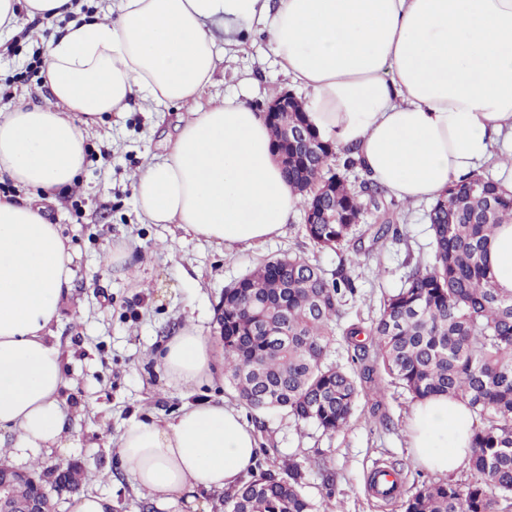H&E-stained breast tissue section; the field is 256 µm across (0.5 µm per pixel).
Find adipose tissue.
I'll list each match as a JSON object with an SVG mask.
<instances>
[{
	"label": "adipose tissue",
	"mask_w": 512,
	"mask_h": 512,
	"mask_svg": "<svg viewBox=\"0 0 512 512\" xmlns=\"http://www.w3.org/2000/svg\"><path fill=\"white\" fill-rule=\"evenodd\" d=\"M267 15L286 77L307 90L317 133L353 148L370 180L397 199H436L512 139V0H108L89 21L75 0H0V28L21 17L66 19L44 65L45 104L0 112V177L41 192L73 184L85 135L134 100L191 107L169 153L140 168L132 187L153 224H173L233 249L282 234L301 197L274 156L261 113L228 99L201 108L224 44ZM58 225L35 202L0 199V430L15 452L64 447L61 352L51 326L74 279ZM494 287L512 293V222L488 247ZM165 376L192 392L210 370L209 342L185 324L157 353ZM473 414L445 395L416 403V461L450 473L471 454ZM256 438L240 412L184 405L130 425L123 466L158 508L198 512L204 492L231 490L255 469Z\"/></svg>",
	"instance_id": "ef3b65f1"
}]
</instances>
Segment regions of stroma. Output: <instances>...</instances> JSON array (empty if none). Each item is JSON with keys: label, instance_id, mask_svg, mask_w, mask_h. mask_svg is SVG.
Here are the masks:
<instances>
[{"label": "stroma", "instance_id": "35a3bbf8", "mask_svg": "<svg viewBox=\"0 0 512 512\" xmlns=\"http://www.w3.org/2000/svg\"><path fill=\"white\" fill-rule=\"evenodd\" d=\"M27 26L29 35L10 48L0 47V109L5 111L20 103H42L49 94L42 73L30 71L28 64L64 24L34 19ZM263 27V21H253L241 49L219 62L204 101L217 104L230 97L258 110L272 92L292 91ZM183 114L175 105L137 100L124 112L103 115L88 132L85 162L74 186L54 190L44 199L47 221L59 225L75 254L73 287L52 326L65 362L63 398L70 444L41 449L30 461L10 454L14 436L4 432L0 446L7 449V463L44 475L75 465L83 470L82 492L110 496L113 512H158L123 467L117 453L120 436L132 423L170 415L190 400L221 402L239 410L253 426L264 466L279 467L288 460L300 465L303 491L320 512H401L369 491L368 476L374 467L395 465L406 496L422 483L440 478L413 457L410 395L377 377L364 386L349 427L333 435L284 411H252L225 378L216 317L226 286L264 259L303 253L327 276L346 266L357 281L355 297L341 308L337 331L357 321L371 323L384 299L403 286L411 268L432 259L425 220L429 202L409 205L383 195L379 207L366 208L353 244L341 250L314 249L300 212L280 236L232 250L184 234L172 224L148 223L130 177L168 153ZM104 150L110 151V161L102 160ZM385 215L398 224L401 236L378 245L372 241L373 230ZM111 247L130 249L127 265L104 266L102 257ZM358 247L364 256L356 265L352 259ZM189 318L209 341L211 371L188 396L168 381L154 354ZM321 461L334 473V484L324 482L317 467Z\"/></svg>", "mask_w": 512, "mask_h": 512}]
</instances>
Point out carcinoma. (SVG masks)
Here are the masks:
<instances>
[{"label":"carcinoma","instance_id":"cac0c4a2","mask_svg":"<svg viewBox=\"0 0 512 512\" xmlns=\"http://www.w3.org/2000/svg\"><path fill=\"white\" fill-rule=\"evenodd\" d=\"M357 163L325 145L288 150L283 177L303 195V213L325 208L334 224H307L317 249L346 242L368 195L374 207L384 190H357L345 172ZM336 180V193L314 189ZM433 261L417 264L400 290L383 301L378 318L351 323L344 340L353 367L329 360L336 321L356 279L340 269L329 280L303 255L268 258L224 289L218 313L224 372L253 410L286 409L300 422L336 434L351 421L363 385L387 375L418 402L445 394L468 404L475 420L470 479L424 483L402 498L403 512H512V294L493 287L486 251L499 225L512 220V193L477 175L448 187L427 213ZM400 236L383 218L378 243ZM297 464L262 471L224 496L226 512H316L303 493Z\"/></svg>","mask_w":512,"mask_h":512}]
</instances>
